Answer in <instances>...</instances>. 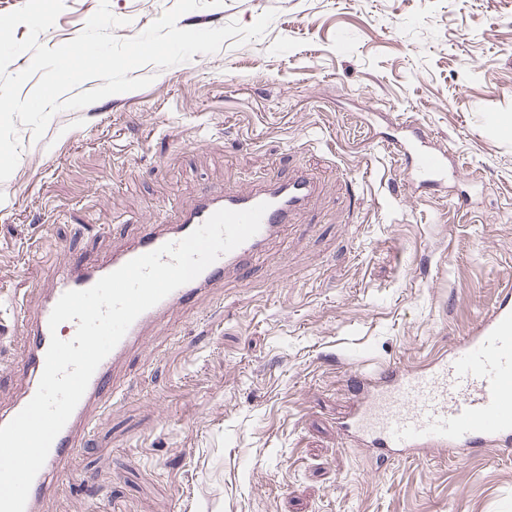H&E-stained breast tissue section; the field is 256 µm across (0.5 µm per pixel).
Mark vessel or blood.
<instances>
[{"instance_id":"obj_1","label":"vessel or blood","mask_w":512,"mask_h":512,"mask_svg":"<svg viewBox=\"0 0 512 512\" xmlns=\"http://www.w3.org/2000/svg\"><path fill=\"white\" fill-rule=\"evenodd\" d=\"M393 148L428 185L445 179L455 166L447 151L430 147L426 135L417 129L394 143ZM314 192V184L302 177H273L261 186L234 193L200 192L190 203L173 211L167 229L145 232L110 258L96 263L60 262L53 273V286L37 308H30L19 298L12 300L14 323L25 342L22 361L29 380L21 399L0 413V426L8 424L36 393L51 338L69 341L76 334L77 325L72 321L61 323L54 331L48 326L51 311L65 292L88 289L131 259L183 239L219 209L245 210L260 203L267 206L254 236L220 256L197 278L174 290L131 324L98 366L71 417L54 439L31 485L25 512H35L39 499L53 490L55 480L69 468L77 448L88 442L91 430L84 425L88 409L117 395L120 387L113 373L145 331L166 310L190 302L204 290L220 287L227 271H243L291 222L293 215L307 207ZM342 428L390 457H410L447 447L511 449L512 297H500L471 336L442 362L420 371L388 374L382 385L373 387L359 402Z\"/></svg>"}]
</instances>
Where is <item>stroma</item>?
Returning a JSON list of instances; mask_svg holds the SVG:
<instances>
[{
  "instance_id": "1",
  "label": "stroma",
  "mask_w": 512,
  "mask_h": 512,
  "mask_svg": "<svg viewBox=\"0 0 512 512\" xmlns=\"http://www.w3.org/2000/svg\"><path fill=\"white\" fill-rule=\"evenodd\" d=\"M176 0H110L120 39ZM40 34L75 37L100 0H64ZM267 31L149 86L19 127L0 182V408L28 376L8 322L63 260L104 257L200 190L314 178L313 206L248 275L166 313L90 410L73 490L37 512H512V452L379 457L347 438L356 378L415 370L512 289V0H224L183 29ZM497 120L486 124L487 113ZM413 122L460 170L416 188L386 142Z\"/></svg>"
}]
</instances>
